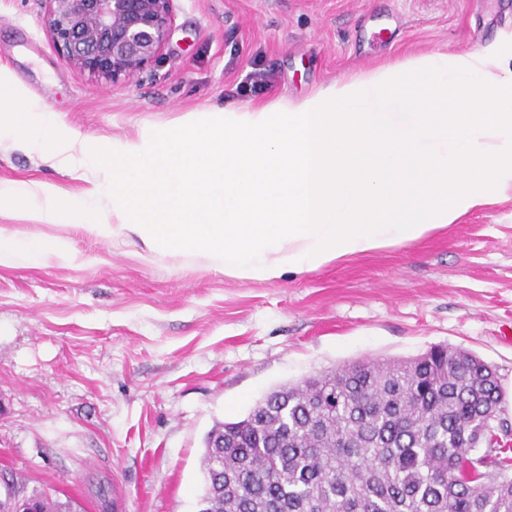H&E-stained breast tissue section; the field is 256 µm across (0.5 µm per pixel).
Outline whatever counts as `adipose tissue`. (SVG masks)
<instances>
[{
	"label": "adipose tissue",
	"mask_w": 512,
	"mask_h": 512,
	"mask_svg": "<svg viewBox=\"0 0 512 512\" xmlns=\"http://www.w3.org/2000/svg\"><path fill=\"white\" fill-rule=\"evenodd\" d=\"M97 177L0 186V266L74 256L63 236L23 241L22 206L147 259L202 263L273 283L397 245L512 198V53L499 45L393 59L297 98L190 114L167 136L99 147L0 73V145ZM112 200V218L95 205Z\"/></svg>",
	"instance_id": "obj_1"
}]
</instances>
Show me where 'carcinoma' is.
I'll return each mask as SVG.
<instances>
[{
  "label": "carcinoma",
  "instance_id": "cac0c4a2",
  "mask_svg": "<svg viewBox=\"0 0 512 512\" xmlns=\"http://www.w3.org/2000/svg\"><path fill=\"white\" fill-rule=\"evenodd\" d=\"M501 396L495 369L447 347L280 386L207 432L199 512H512V444L486 424L508 422Z\"/></svg>",
  "mask_w": 512,
  "mask_h": 512
}]
</instances>
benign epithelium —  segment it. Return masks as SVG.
<instances>
[{"label": "benign epithelium", "instance_id": "obj_1", "mask_svg": "<svg viewBox=\"0 0 512 512\" xmlns=\"http://www.w3.org/2000/svg\"><path fill=\"white\" fill-rule=\"evenodd\" d=\"M59 56L118 85L145 73L172 34L179 0H39Z\"/></svg>", "mask_w": 512, "mask_h": 512}]
</instances>
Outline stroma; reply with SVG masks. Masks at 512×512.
Wrapping results in <instances>:
<instances>
[{
    "label": "stroma",
    "mask_w": 512,
    "mask_h": 512,
    "mask_svg": "<svg viewBox=\"0 0 512 512\" xmlns=\"http://www.w3.org/2000/svg\"><path fill=\"white\" fill-rule=\"evenodd\" d=\"M512 41V0H180L162 56L105 88L67 66L39 0H0V71L97 144L167 134L188 113L281 95L394 58ZM270 75L256 90L250 76ZM88 187L0 148V185ZM18 237L74 261L0 266V499L13 485L77 512H197L204 437L284 384L346 363L470 351L512 386V200L429 238L271 284L151 262L17 211Z\"/></svg>",
    "instance_id": "obj_1"
}]
</instances>
